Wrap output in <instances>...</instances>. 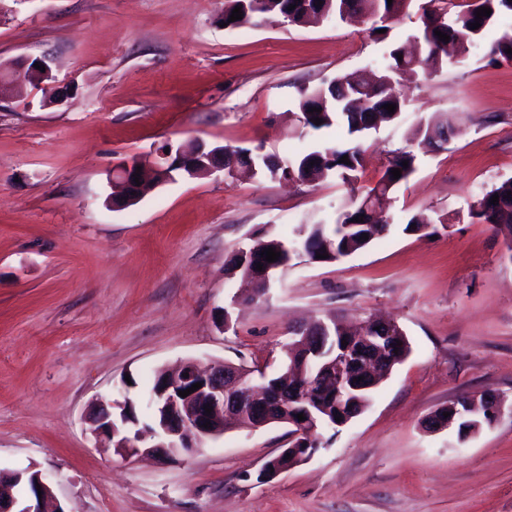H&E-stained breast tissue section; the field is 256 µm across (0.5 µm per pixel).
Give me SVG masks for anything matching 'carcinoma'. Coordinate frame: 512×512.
Segmentation results:
<instances>
[{"mask_svg":"<svg viewBox=\"0 0 512 512\" xmlns=\"http://www.w3.org/2000/svg\"><path fill=\"white\" fill-rule=\"evenodd\" d=\"M453 0H427L421 15L422 40L416 52H407L397 43H392L384 56L378 71H355L339 75L328 83L312 89L301 91L298 99L297 111L292 113L295 124L302 129L322 130L334 125H344L352 140L347 143L334 144L320 150L308 151L291 159H275L271 164L263 163L258 171L244 169L238 177L253 179L265 177L270 179H290L304 183L309 178V160L326 168L350 183L357 177L361 167V149L354 140L368 131L377 128L381 122H393L399 118L404 107L403 100L393 93L392 83L394 77L429 75L440 68L444 63V56L448 55V48L452 47L462 51L468 45H476L484 38L485 32L497 26L504 18L512 17V0H468L467 9L453 14L448 12V5ZM294 9H289V6ZM241 7L243 18L234 22L229 21L235 7ZM482 7L491 9L488 17L477 19L476 11ZM408 4L405 0H323L318 9L309 12L302 4V0H264V8L254 15H246V2L244 0H225L223 22L229 28L245 25H254L258 19L281 18L291 25H306L312 20L324 17L328 20L344 19L349 14L363 16L371 21L370 33L378 41H385L389 37L391 24L406 13ZM479 22L480 27L471 29V24ZM441 31L450 40L443 42L435 35ZM512 49V33L501 34L492 44L490 59L493 62H512V54L506 49ZM394 104L396 109L390 113L384 105ZM316 112H310L312 108ZM320 123H314V120ZM448 134V121L438 120L416 126L412 132V139L428 144L433 143V136ZM348 156L350 164L340 162L343 156ZM408 162L403 167L402 162ZM414 156L409 151L396 152L387 162L376 185L370 188L362 199L376 200L386 194H394L396 189L406 181L412 171ZM401 169V177L393 178L391 170ZM499 195L498 202L491 203L492 196ZM360 204L342 211L333 224H301L295 238L284 241L280 237L264 232L253 240V244L245 251L234 254L227 263L226 272L232 278L245 279L253 276L257 265L268 267L272 264L279 266L282 260L269 263L261 258V251L270 247L281 251L282 244L286 243L292 248H300L311 260H316V254L326 253V261H337L349 257L367 248L375 239L388 230L386 224H369L364 226L353 222L359 216ZM470 215L495 227H504L512 233V179L501 182L496 187L479 196L470 205ZM445 223V217L435 211L423 212L412 217L405 226V231L425 232L435 228L436 224ZM416 228H411V225ZM367 238H362V235ZM409 341L398 346V350H389L380 359L381 364L393 369L400 364L410 353ZM386 379V373L378 375V379L371 381V387L353 391L346 399V405L352 407L356 413H361L368 405L371 394ZM298 387L303 397L310 400L306 405L296 406L297 413L305 412V408H312L321 414L323 427L332 426L335 416L339 415L336 406L332 404L331 392L322 385L318 372L307 371L299 378Z\"/></svg>","mask_w":512,"mask_h":512,"instance_id":"1","label":"carcinoma"}]
</instances>
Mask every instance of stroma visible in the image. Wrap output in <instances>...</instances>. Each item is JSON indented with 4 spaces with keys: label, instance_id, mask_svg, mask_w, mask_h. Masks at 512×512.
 <instances>
[{
    "label": "stroma",
    "instance_id": "stroma-1",
    "mask_svg": "<svg viewBox=\"0 0 512 512\" xmlns=\"http://www.w3.org/2000/svg\"><path fill=\"white\" fill-rule=\"evenodd\" d=\"M224 0H0V63L42 58L68 86L0 99V470L34 465L67 512H512V413L467 439L429 414L490 390L512 403V256L472 200L512 178V62L489 41L406 91L400 119L360 141L356 186L180 177L113 208L112 170L189 141L276 158L347 141L296 133L300 92L376 67L389 42L365 24L272 19L227 29ZM444 116L448 141L411 146ZM413 150L390 231L330 263L293 259L266 299L238 293L226 261L254 234L334 223L354 189ZM433 210L435 236L406 231ZM328 314L393 317L411 346L368 407L305 464L262 482L288 426L237 427L173 462L121 458L91 432L95 400L140 417L159 369L224 360L276 372L293 326ZM135 386H126V378Z\"/></svg>",
    "mask_w": 512,
    "mask_h": 512
}]
</instances>
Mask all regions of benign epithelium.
I'll list each match as a JSON object with an SVG mask.
<instances>
[{
	"label": "benign epithelium",
	"instance_id": "benign-epithelium-1",
	"mask_svg": "<svg viewBox=\"0 0 512 512\" xmlns=\"http://www.w3.org/2000/svg\"><path fill=\"white\" fill-rule=\"evenodd\" d=\"M38 63L36 69L32 63ZM27 76L40 83L54 82L51 68L46 60L34 61L29 58L13 60L0 65V97L12 95V89L19 81L17 76ZM158 157L165 161L148 166L141 161L123 162L114 167L112 179L119 191L112 196V206L127 207L139 199L141 187L135 183V173L153 169L160 177L159 183L169 179V168H177L190 178L207 177L218 170H226L224 147L210 150L200 147L195 155L178 150L175 154L157 151ZM292 346L305 347L321 365L322 372L329 383L338 391L346 392L350 382L348 378L351 366V346L341 349L329 345V336H312L304 333L295 337ZM243 377L239 372L222 361L201 365L193 359L182 363L177 376L171 378L165 374L157 381L152 392L150 404L153 414L149 423L141 426L127 420L122 411L133 408L126 399L122 402H99L93 412L94 432L97 437L112 444L120 455H150L165 459H175L185 453H194L208 442L224 436V424L231 418L245 420L259 429L271 424L286 423L295 429L288 441V447L269 459L258 473L261 481L274 479L311 459L318 445V419L312 414L300 421L290 414L293 400L283 391L268 398L253 390H240ZM201 384V388L186 397L179 392ZM212 409L206 413L205 408ZM444 411L450 413L448 420L440 425L449 429L455 423V414H469L479 418L488 413L498 418L504 411L503 401L495 394L486 392L480 397H470L466 409H458V401L444 405ZM208 427H203V424ZM41 489H36V486ZM0 512H65L62 505L54 503V488L49 476L42 470L29 466L23 470L3 472L0 470Z\"/></svg>",
	"mask_w": 512,
	"mask_h": 512
}]
</instances>
